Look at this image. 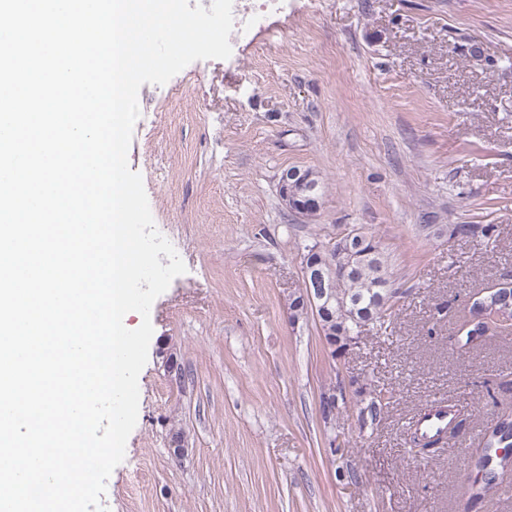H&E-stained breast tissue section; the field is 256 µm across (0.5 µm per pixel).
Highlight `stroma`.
Returning a JSON list of instances; mask_svg holds the SVG:
<instances>
[{"label":"stroma","mask_w":512,"mask_h":512,"mask_svg":"<svg viewBox=\"0 0 512 512\" xmlns=\"http://www.w3.org/2000/svg\"><path fill=\"white\" fill-rule=\"evenodd\" d=\"M240 2L228 59L138 93L128 163L187 271L151 307L137 423L103 506L512 512V497L471 509L463 494L469 449L512 408V335L467 354L453 341L467 292L512 277V0ZM290 167L322 174L316 216L282 203ZM464 223L495 231L449 236ZM352 226L389 253L398 299L334 358L288 304L305 246ZM335 381L350 407L327 419ZM373 384L398 394L374 426L355 408ZM436 400L461 427L423 459L407 431Z\"/></svg>","instance_id":"1"}]
</instances>
